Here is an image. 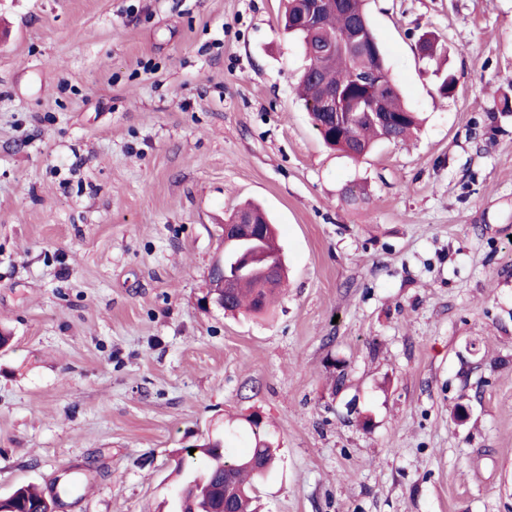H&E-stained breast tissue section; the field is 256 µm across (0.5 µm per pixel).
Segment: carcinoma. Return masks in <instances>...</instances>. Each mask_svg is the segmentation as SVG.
Returning a JSON list of instances; mask_svg holds the SVG:
<instances>
[{
	"label": "carcinoma",
	"mask_w": 512,
	"mask_h": 512,
	"mask_svg": "<svg viewBox=\"0 0 512 512\" xmlns=\"http://www.w3.org/2000/svg\"><path fill=\"white\" fill-rule=\"evenodd\" d=\"M302 0H287L282 18L284 29L297 36L307 56H312L317 46L334 37L341 39L347 24L345 13L356 16L368 42L376 41L368 17L363 8V0H347L346 11L324 10L317 21V30L309 35L296 28ZM427 65H435L434 74L439 78L438 92L449 96V91L457 83L450 72L439 69L444 53L443 45L430 36L425 42ZM358 69L376 70L391 74L383 56L370 51L349 54L336 49L331 61L325 64L322 72L315 75L310 69L304 70L299 82V94L310 113L313 124L323 142L346 156L355 159L368 154L382 141H400L419 127V118L409 110L401 99L398 86H393L382 96L380 108L391 121L376 124L368 116L359 112L342 124L332 126L318 111L319 101L324 93L348 83L350 74ZM240 211L251 217L255 225L248 234V241L224 242V253L239 254L247 251L256 255L257 263L243 274L233 279L230 287L224 289V311L234 313L242 308L262 313L284 287L285 272L276 245L275 225L259 207L246 205ZM273 262L281 272L272 287H265L262 268ZM252 434V443L244 450L228 448L224 437L217 434L202 439L190 448L183 449L184 456L177 460L173 470L177 490L169 512H252L251 502L255 498L256 485L265 480L278 462V448L269 434L264 431L259 416L247 419ZM58 498H47L30 485H22L0 503V512H55Z\"/></svg>",
	"instance_id": "cac0c4a2"
}]
</instances>
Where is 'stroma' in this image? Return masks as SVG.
<instances>
[{"instance_id":"obj_1","label":"stroma","mask_w":512,"mask_h":512,"mask_svg":"<svg viewBox=\"0 0 512 512\" xmlns=\"http://www.w3.org/2000/svg\"><path fill=\"white\" fill-rule=\"evenodd\" d=\"M282 8L0 0V498L158 512L177 449L256 414L258 512H512V0H367L424 123L356 161L295 95ZM247 200L288 289L230 317L202 298ZM425 49L427 52L425 63L428 66H436L433 72L439 78L438 92L444 97L450 96L449 91L457 83V78L453 73H444L440 69V60L444 53L443 45L435 37L429 36L426 38Z\"/></svg>"}]
</instances>
